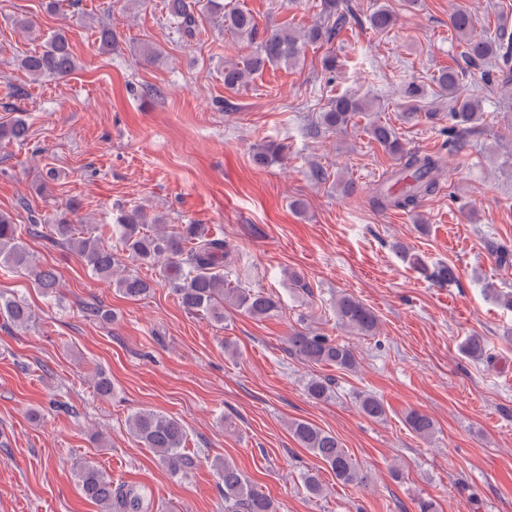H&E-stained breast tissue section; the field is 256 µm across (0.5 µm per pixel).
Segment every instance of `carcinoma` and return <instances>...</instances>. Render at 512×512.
<instances>
[{
  "mask_svg": "<svg viewBox=\"0 0 512 512\" xmlns=\"http://www.w3.org/2000/svg\"><path fill=\"white\" fill-rule=\"evenodd\" d=\"M338 5L339 0H321L320 20L312 26L300 30L284 26L262 35L249 12L228 7L224 0H166L165 7L170 22L182 38L194 37L205 15L238 38L249 43L257 42L249 58L224 63V86L237 89L269 65L295 66L308 44L333 42L356 19L350 9H340ZM395 22V15L383 7L366 17L368 27L376 32L389 29ZM448 26L463 46L461 57L464 63L481 66L494 60L483 72L485 82L500 83L512 90V29L503 24L493 33L476 36L474 17L466 9L451 12ZM19 63L36 79L66 76L76 68L69 40L60 31L51 35L41 50L23 56ZM462 74L463 71L450 68L436 77L437 87L448 95V111L445 113H420L423 92L413 83L408 84L404 91L407 101L401 120L410 123L422 116L430 121L448 119V125L442 131L448 135L445 145L450 153L459 151L467 138L480 133L483 117L479 101L461 91ZM370 110L369 102L364 99L351 94L336 95L329 99L326 109L318 120L312 122V126L318 134L344 133L357 114ZM28 130V123L21 116L0 123V143H23L28 137ZM367 133L386 153L398 160V167L372 195L370 203L373 208L412 213L423 199L440 191L450 175L440 154L406 150L395 128L378 120L368 124ZM282 160L284 148L276 144L255 154V161L262 165ZM395 185L400 189L393 190ZM158 223L159 217L149 216L139 206L122 213L114 224L77 225L65 213L45 228L53 243L75 252L95 275L127 298L145 297L161 283L173 292L186 311L200 312L216 323L224 322L226 305L254 319L269 318L279 313L281 301L275 294L224 286V269L233 266L236 257L223 234L211 232L205 224H182L174 231H165L159 228ZM394 248L414 270L438 285L451 284L457 278L456 268L449 263H439L431 268L423 257L411 252L404 244L397 242ZM129 261L158 266L161 282L131 273L127 266ZM0 265L28 276L47 297L57 293V274L36 261L21 241L17 224L7 213H0ZM485 291L500 307L512 311V290L504 291L489 284ZM335 311L341 326L360 336H374L379 330V318L375 312L350 294L343 293L336 298ZM32 318L31 308L23 301L0 294V319L22 328L28 326ZM462 350L471 358L483 359V338L477 335L466 337ZM288 353L308 364L333 366L342 371H354L358 367L357 354L350 345L309 329L295 330L288 336ZM305 392L314 400L326 401L334 393L333 382L326 377L311 376L305 383ZM356 401L364 416L373 420L384 419L386 408L381 399L362 394ZM405 422L410 431L423 440L431 439L436 433L434 419L419 411L408 412ZM128 427L144 447L156 454L160 464L169 472L183 474L193 467V458L185 452L186 431L175 418L140 409L128 417ZM289 432L301 447L326 464L338 480L346 484L366 483L367 476L336 435L304 420L291 422ZM220 472L224 512H276L272 499L248 480L235 464L224 462ZM75 477L83 495L98 504L100 512H149V503L140 489L113 482L90 461L83 462L75 470Z\"/></svg>",
  "mask_w": 512,
  "mask_h": 512,
  "instance_id": "1",
  "label": "carcinoma"
}]
</instances>
